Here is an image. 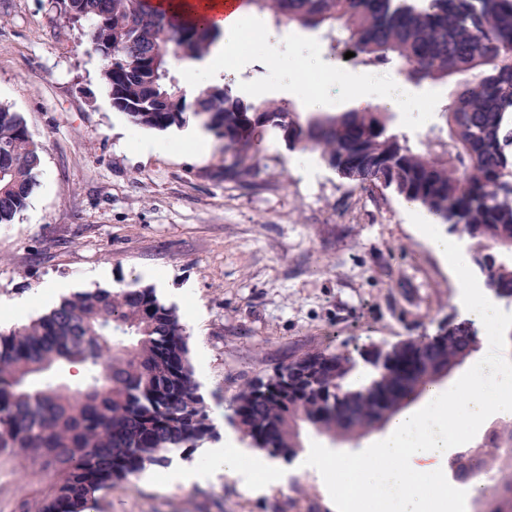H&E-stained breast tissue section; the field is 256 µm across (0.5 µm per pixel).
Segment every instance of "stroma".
I'll return each instance as SVG.
<instances>
[{
	"label": "stroma",
	"instance_id": "stroma-1",
	"mask_svg": "<svg viewBox=\"0 0 512 512\" xmlns=\"http://www.w3.org/2000/svg\"><path fill=\"white\" fill-rule=\"evenodd\" d=\"M246 28L257 50L226 53L208 81L234 76L235 93L249 102L305 113L316 96L321 111L345 112L355 79L371 77L381 95L405 72L397 60L346 63L325 31L278 25L266 13L250 11ZM336 73L349 84L335 83ZM454 91L451 82H406L393 129L410 144L426 140L443 127ZM0 103L43 146L27 207L0 224V306L57 282L74 293L147 288L150 271L166 282L162 303L205 315L182 328L217 438L170 452L169 468L100 494L89 512H330L313 472L260 494L226 474L203 485L166 474L199 466L230 436L257 455L230 422L247 381L317 350L387 346L459 320L460 284L412 229L405 199L363 190L324 164L304 177L274 130L251 184L225 180L218 147L203 158L140 151V138L161 141L164 132L135 127L113 107L83 29L52 0H0ZM99 267L109 280L91 278Z\"/></svg>",
	"mask_w": 512,
	"mask_h": 512
}]
</instances>
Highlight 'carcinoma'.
<instances>
[{
    "label": "carcinoma",
    "instance_id": "carcinoma-1",
    "mask_svg": "<svg viewBox=\"0 0 512 512\" xmlns=\"http://www.w3.org/2000/svg\"><path fill=\"white\" fill-rule=\"evenodd\" d=\"M276 24L326 28L369 65L399 60L408 78L456 81L442 116L448 149L423 146L391 128L393 113L375 106L301 116L276 101L238 97L231 81L193 101L178 63L202 60L219 32L156 8L153 0H61L72 22L87 25L88 44L114 107L138 127L164 131L195 118L224 141L226 180L259 173V145L277 128L291 148L319 153L342 177L406 201L476 241L472 261L497 298L512 301V0H247ZM43 147L22 115L0 104V224L22 211L33 191ZM478 327L449 322L434 339L390 348L392 366L369 385L346 384L351 353L318 352L247 384L235 397L240 429L272 457L303 450L302 430L359 441L386 426L439 385L443 373L480 349ZM419 366L410 389L399 368ZM64 364L86 367L76 387L56 377ZM213 424L188 359L176 310L151 288L95 289L64 299L49 313L0 332V474L23 468L37 492L19 499L0 480V512H86L101 493L151 466L171 448H194ZM512 448V420L491 423L481 439ZM466 473L485 460L464 448ZM483 512H512V461L481 490Z\"/></svg>",
    "mask_w": 512,
    "mask_h": 512
}]
</instances>
